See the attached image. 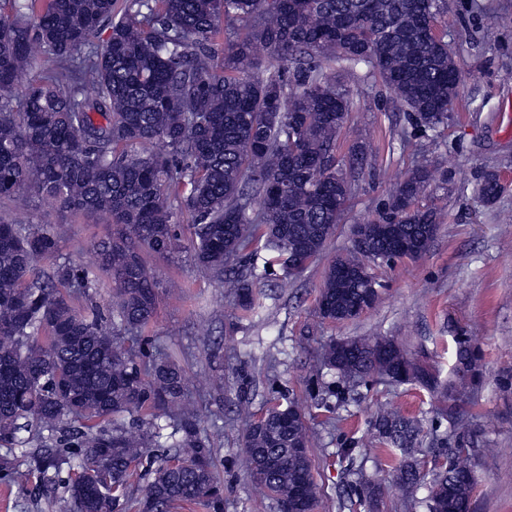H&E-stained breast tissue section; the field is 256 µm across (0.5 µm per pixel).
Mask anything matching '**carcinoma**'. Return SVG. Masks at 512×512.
<instances>
[{"instance_id": "obj_1", "label": "carcinoma", "mask_w": 512, "mask_h": 512, "mask_svg": "<svg viewBox=\"0 0 512 512\" xmlns=\"http://www.w3.org/2000/svg\"><path fill=\"white\" fill-rule=\"evenodd\" d=\"M446 0H0V201L50 198L60 210L106 218L110 233L96 244V270L67 260L46 273L55 254L48 227L0 218V444L30 447L25 465L5 458L0 473L23 486L31 476L77 469L68 491L75 512H119L136 468L159 436L172 428L175 453L151 470L140 512H170L201 503L223 512L212 448L198 424L196 392L184 388L168 354L123 346L154 317L158 293L144 253L169 256L183 248L178 212L191 218L196 264L224 293L252 312L253 280L282 271L290 257L316 260L336 231L355 190L358 154L336 159V138L347 121L346 89L326 74L338 62L365 65L422 131L445 123L459 95L461 71L448 42L428 28ZM107 38H95L103 28ZM233 39L219 38L228 29ZM49 66L32 72L35 54ZM282 66L269 69L263 57ZM417 165L395 182L375 218L351 229L352 244L331 260L320 290V317L360 318L375 264H390L387 238L414 244L436 236L440 213L419 204L436 182ZM504 187L495 171L478 184L492 202ZM362 243H357V239ZM268 254L225 275L237 259ZM359 271L336 279V269ZM113 288L115 302L97 301ZM79 295L85 305L73 307ZM376 337L323 346L321 364L356 385L399 384L393 374L438 402L432 443L444 445L463 422L458 372L480 385V356L469 337H455L448 384L425 350L380 351ZM247 420L238 466L279 512H317L306 420L289 423L281 392ZM134 416L125 426L114 416ZM372 428L384 449L392 486L409 496L427 490V512H470L475 492L471 449L450 446L430 462L418 456L422 427L398 407L379 409ZM361 449H338L356 499L347 508L373 512L384 486L369 475Z\"/></svg>"}]
</instances>
